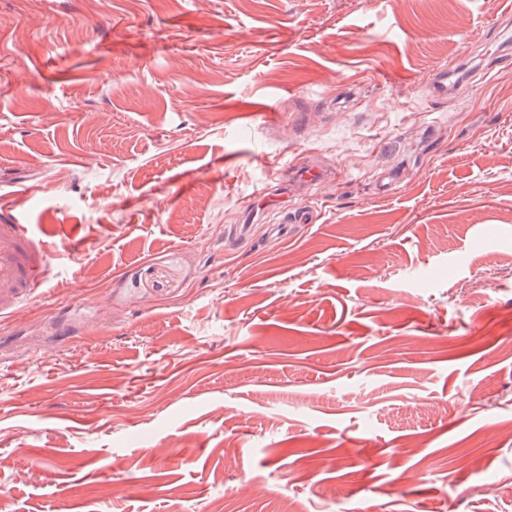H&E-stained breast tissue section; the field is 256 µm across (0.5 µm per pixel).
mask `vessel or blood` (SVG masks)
Returning a JSON list of instances; mask_svg holds the SVG:
<instances>
[{"label": "vessel or blood", "instance_id": "obj_1", "mask_svg": "<svg viewBox=\"0 0 512 512\" xmlns=\"http://www.w3.org/2000/svg\"><path fill=\"white\" fill-rule=\"evenodd\" d=\"M274 228L308 224L313 215L281 207L275 209ZM49 249L36 224H0V325L46 283Z\"/></svg>", "mask_w": 512, "mask_h": 512}]
</instances>
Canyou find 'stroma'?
I'll return each instance as SVG.
<instances>
[{
  "instance_id": "1",
  "label": "stroma",
  "mask_w": 512,
  "mask_h": 512,
  "mask_svg": "<svg viewBox=\"0 0 512 512\" xmlns=\"http://www.w3.org/2000/svg\"><path fill=\"white\" fill-rule=\"evenodd\" d=\"M502 14L0 0L12 512H512V72L424 85ZM298 162L319 222L232 236ZM49 249L37 224H0V325L46 283Z\"/></svg>"
}]
</instances>
